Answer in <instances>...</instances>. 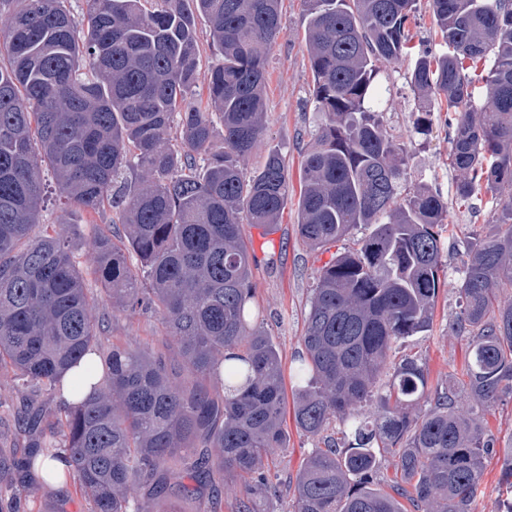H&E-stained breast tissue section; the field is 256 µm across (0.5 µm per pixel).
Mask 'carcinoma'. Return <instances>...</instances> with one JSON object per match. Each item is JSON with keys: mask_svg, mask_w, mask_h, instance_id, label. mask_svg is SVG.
<instances>
[{"mask_svg": "<svg viewBox=\"0 0 512 512\" xmlns=\"http://www.w3.org/2000/svg\"><path fill=\"white\" fill-rule=\"evenodd\" d=\"M66 0H0V370L36 396L61 392L83 367L104 382L75 381V406L37 407L30 431L54 419L71 449L91 512H130L149 498H196L220 474L240 486L234 512H265L266 462L285 445L283 365L251 321L252 249L244 224L278 223L288 167L268 146L259 171L246 161L265 139L267 57L283 32L281 0H86L78 28ZM441 50H422L409 75L448 112L456 198L483 193L499 231L465 246L459 331L469 336L467 379L428 388V371L404 358L371 408L379 375L401 339L431 330L448 205L418 187L401 196L407 149L380 118V63L409 49L417 0H303L305 39L322 114L302 162L298 233L314 249L375 225L338 252L312 288L305 349L296 369L298 427L317 437L332 419L341 441L317 448L296 477L294 512H476L496 439L484 423L512 395V0H432ZM219 56L206 99L197 97V19ZM480 70L482 86L470 71ZM56 189L80 210L106 202L125 235L101 232L96 265L75 260L68 234L38 223ZM140 259L129 265L127 254ZM101 291L87 287V277ZM150 308L190 380L123 345L96 348L94 310ZM429 407L414 412L421 401ZM394 405H389V402ZM395 458L388 489L371 487L382 452Z\"/></svg>", "mask_w": 512, "mask_h": 512, "instance_id": "1", "label": "carcinoma"}]
</instances>
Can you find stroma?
<instances>
[{"instance_id": "stroma-1", "label": "stroma", "mask_w": 512, "mask_h": 512, "mask_svg": "<svg viewBox=\"0 0 512 512\" xmlns=\"http://www.w3.org/2000/svg\"><path fill=\"white\" fill-rule=\"evenodd\" d=\"M283 33L267 59L266 125L267 140L279 145L286 157L292 192L278 222L270 227L244 225L243 233L252 244L254 263L251 285L254 303L264 311L263 329L272 336L281 357L287 393H294L295 358L302 350L305 316L309 309L311 289L316 272L331 258L330 253L311 249L297 231L296 190L300 182L301 162L311 143L320 115L312 100L313 75L305 41L302 0H282ZM430 0H419L416 19L410 25L411 49L399 61L384 65L381 82L389 91L382 104V120L398 143L404 144L411 156L404 184L407 188L428 187L440 193L448 204V222L442 230L444 253L441 287L436 299L430 332L400 340L392 349L385 374L404 357L418 358L427 368L431 387L446 388L463 380L468 364V337L456 328L459 313L458 286L461 278L464 242L474 235L497 232L491 222L490 207L485 196L458 203L455 196L457 174L448 164V129L445 112H432L427 133L414 129L418 116V94L408 82L414 61L425 44L439 40ZM75 222L82 224L83 237L75 252L80 267L93 268L95 253L92 238L101 232L122 236L121 225L112 221L111 206L87 213L74 211ZM102 323L99 337L104 344L128 343L168 366H178L171 340L156 314L140 311L128 314L98 307ZM29 405L25 396L13 388V374L0 371V455L23 458L29 452L31 438L18 425V417ZM485 422L496 438V453L488 459L481 478L483 496L478 512H498V487L506 452L512 450V398L497 402L485 414ZM287 442L268 457V468L276 493L267 501V512H293L295 478L319 439L303 433L293 417L284 423ZM16 472H0V512H91V504L77 485L66 494L40 492L29 499L14 502L5 489L14 483Z\"/></svg>"}]
</instances>
